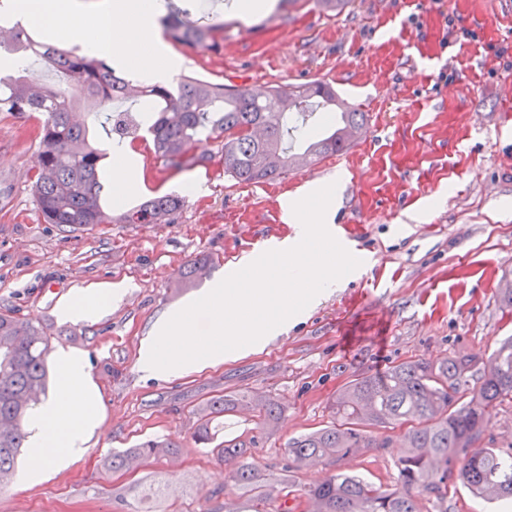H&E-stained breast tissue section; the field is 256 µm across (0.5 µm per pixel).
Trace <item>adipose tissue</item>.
Returning a JSON list of instances; mask_svg holds the SVG:
<instances>
[{
    "mask_svg": "<svg viewBox=\"0 0 512 512\" xmlns=\"http://www.w3.org/2000/svg\"><path fill=\"white\" fill-rule=\"evenodd\" d=\"M25 16L40 14L51 30L67 42L92 54L113 56L117 65L130 67L133 77L167 83L175 69L159 52L162 39L154 17L160 0H22ZM92 22H85V15ZM115 294L112 286L92 288L77 300H63L61 314L68 319L93 323ZM55 380L50 394L36 405L29 418L27 466L23 477L43 480L52 470L80 460L90 440L99 434L102 393L89 371L88 358L78 352H57Z\"/></svg>",
    "mask_w": 512,
    "mask_h": 512,
    "instance_id": "obj_1",
    "label": "adipose tissue"
}]
</instances>
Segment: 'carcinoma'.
I'll return each mask as SVG.
<instances>
[{"instance_id":"cac0c4a2","label":"carcinoma","mask_w":512,"mask_h":512,"mask_svg":"<svg viewBox=\"0 0 512 512\" xmlns=\"http://www.w3.org/2000/svg\"><path fill=\"white\" fill-rule=\"evenodd\" d=\"M159 15L166 37L192 50L218 53L224 47V24H198L164 0ZM29 53L52 67L59 84L50 86L27 67L0 75V112L24 115L40 112L33 190L45 223L72 227L106 224L112 217L104 208L102 162L107 153L95 147L84 123L72 120V110L84 103L108 113V139L122 144L147 127L153 152L166 167L191 170L208 167L220 156L224 173L240 184L285 176L318 158L350 148L365 122L359 112L336 97L322 81L288 88L269 87L262 92L237 85L183 75L176 85L133 82L116 74L109 59L78 47L70 50L33 38L18 23L11 37L0 41V51ZM129 99L150 104L133 117L113 116L112 102ZM209 143L217 150L202 148ZM182 206L174 195L150 198L117 217L123 224H154ZM207 257L196 258L180 270L193 285L206 274ZM51 334L37 318L0 314V485L9 482L15 461L27 442V410L47 390L46 357ZM494 369L483 371L480 386L471 381L479 358L453 356L434 363L425 360L392 365L380 377L361 375L336 393L333 421L286 443L289 463L284 472L325 459L333 463L354 448H384L387 438L366 432V426L399 429L407 451L398 460L397 485L381 489L362 477L334 473L320 485L302 493L308 512H419L416 497L422 492L440 503L448 497V473L458 470L461 483L479 497L512 508V454L503 455L479 443L487 429L486 412L512 400V336L503 337L490 356ZM248 401L244 393L210 400L198 411L193 432L196 443L214 445L218 457L231 466L233 480L251 496L224 502V512H294L288 500H297L294 484L283 476L273 480L247 461L258 436L224 435L215 443V425ZM257 428L277 421L278 401L268 398L252 404ZM173 440L147 439L133 448L112 454V469L178 452ZM169 483L146 485L142 499L162 497Z\"/></svg>"}]
</instances>
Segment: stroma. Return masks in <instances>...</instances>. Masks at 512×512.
I'll return each mask as SVG.
<instances>
[{
    "mask_svg": "<svg viewBox=\"0 0 512 512\" xmlns=\"http://www.w3.org/2000/svg\"><path fill=\"white\" fill-rule=\"evenodd\" d=\"M230 0H195L192 17L224 23L221 52L173 46L177 74L260 89L330 83L367 115L365 133L344 153L303 171L238 184L220 161L176 171L151 141L135 144L128 167L142 187L112 204L113 214L157 194H184L204 178L174 220L160 224L45 223L35 201L40 114L0 112V313L40 318L53 349L87 354L103 394L105 422L83 459L49 480L0 487V512H132L140 486L169 480L173 490L145 512H224L241 489L216 452L195 445L196 412L239 391L275 396L284 408L253 460L281 476L288 438L327 424L337 391L355 376L405 361L489 358L512 335V311L499 295L512 286V0H348L338 13L291 0L275 20L239 17ZM339 180L332 224L361 265L336 290L262 351L188 377L141 373L137 355L163 313L190 303L245 255L293 236L281 200L308 184ZM211 257L200 285L184 287L181 268ZM105 283L122 285L94 323L63 319V299ZM148 438H171L177 455L115 472L113 453ZM399 438L356 448L337 463L297 471L298 488L342 470L395 487ZM446 503L418 498L420 512H493L456 476Z\"/></svg>",
    "mask_w": 512,
    "mask_h": 512,
    "instance_id": "obj_1",
    "label": "stroma"
}]
</instances>
